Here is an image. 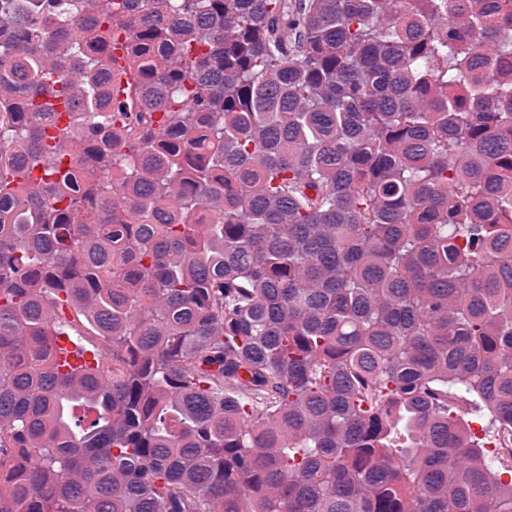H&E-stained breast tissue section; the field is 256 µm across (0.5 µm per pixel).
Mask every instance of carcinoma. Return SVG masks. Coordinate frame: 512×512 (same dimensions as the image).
I'll return each instance as SVG.
<instances>
[{
    "label": "carcinoma",
    "instance_id": "obj_1",
    "mask_svg": "<svg viewBox=\"0 0 512 512\" xmlns=\"http://www.w3.org/2000/svg\"><path fill=\"white\" fill-rule=\"evenodd\" d=\"M455 395L512 424V0H0V512H512Z\"/></svg>",
    "mask_w": 512,
    "mask_h": 512
}]
</instances>
